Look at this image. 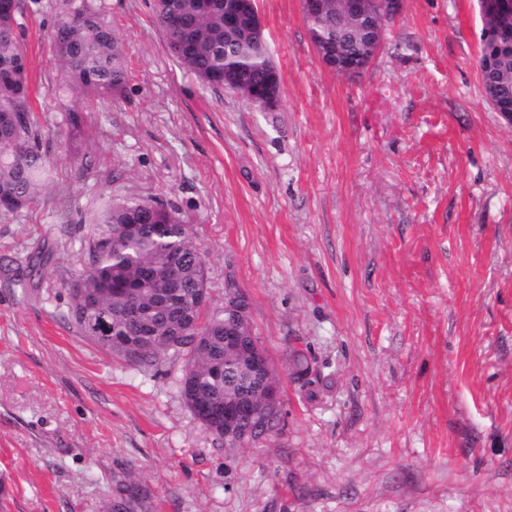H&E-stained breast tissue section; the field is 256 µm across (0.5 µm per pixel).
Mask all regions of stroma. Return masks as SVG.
I'll return each instance as SVG.
<instances>
[{"instance_id":"1","label":"stroma","mask_w":512,"mask_h":512,"mask_svg":"<svg viewBox=\"0 0 512 512\" xmlns=\"http://www.w3.org/2000/svg\"><path fill=\"white\" fill-rule=\"evenodd\" d=\"M125 96L75 134L47 32L23 24L53 173L0 216V512H512V125L487 103L477 0H405L360 75L325 68L301 0H258L282 81L272 112L179 68L151 0H103ZM91 157L78 177L70 148ZM159 197L233 278L275 368L281 420L226 447L177 386L85 340L67 285L100 202ZM47 275L21 286L25 258ZM307 350L318 378L289 370Z\"/></svg>"}]
</instances>
